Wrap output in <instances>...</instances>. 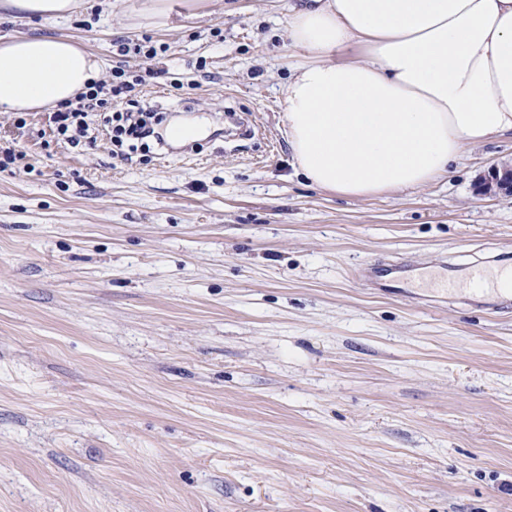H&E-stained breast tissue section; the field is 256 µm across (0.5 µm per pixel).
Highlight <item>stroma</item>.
I'll list each match as a JSON object with an SVG mask.
<instances>
[{"label": "stroma", "instance_id": "1", "mask_svg": "<svg viewBox=\"0 0 512 512\" xmlns=\"http://www.w3.org/2000/svg\"><path fill=\"white\" fill-rule=\"evenodd\" d=\"M292 0H142L34 23L100 60L150 36L141 97L197 157L55 140L0 112V512H512V310L382 291L377 260L512 256V196L476 185L512 138L421 191L348 198L297 169L282 120ZM235 112L256 137L225 134Z\"/></svg>", "mask_w": 512, "mask_h": 512}]
</instances>
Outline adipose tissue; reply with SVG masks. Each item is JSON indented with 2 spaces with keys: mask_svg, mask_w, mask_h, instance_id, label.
I'll return each instance as SVG.
<instances>
[{
  "mask_svg": "<svg viewBox=\"0 0 512 512\" xmlns=\"http://www.w3.org/2000/svg\"><path fill=\"white\" fill-rule=\"evenodd\" d=\"M81 0H0L24 25ZM288 39L302 54L284 85L287 142L316 188L351 198L422 190L466 148L512 135V0H296ZM361 48L360 60L340 55ZM96 57L58 35L0 39V112L77 100Z\"/></svg>",
  "mask_w": 512,
  "mask_h": 512,
  "instance_id": "ef3b65f1",
  "label": "adipose tissue"
}]
</instances>
